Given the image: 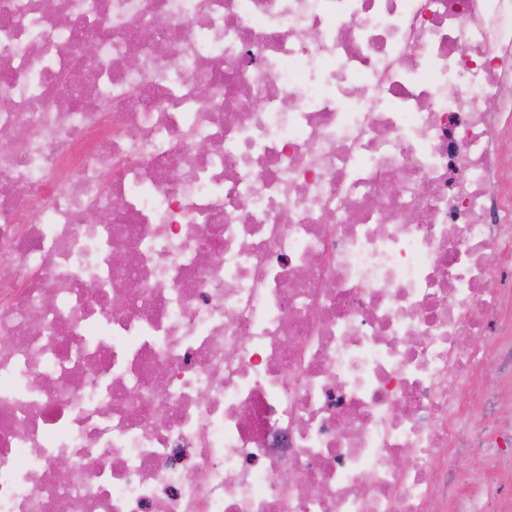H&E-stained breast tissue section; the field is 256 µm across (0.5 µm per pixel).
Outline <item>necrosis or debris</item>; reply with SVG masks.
I'll list each match as a JSON object with an SVG mask.
<instances>
[{"label": "necrosis or debris", "instance_id": "obj_1", "mask_svg": "<svg viewBox=\"0 0 512 512\" xmlns=\"http://www.w3.org/2000/svg\"><path fill=\"white\" fill-rule=\"evenodd\" d=\"M0 91V512H512V0H0Z\"/></svg>", "mask_w": 512, "mask_h": 512}]
</instances>
